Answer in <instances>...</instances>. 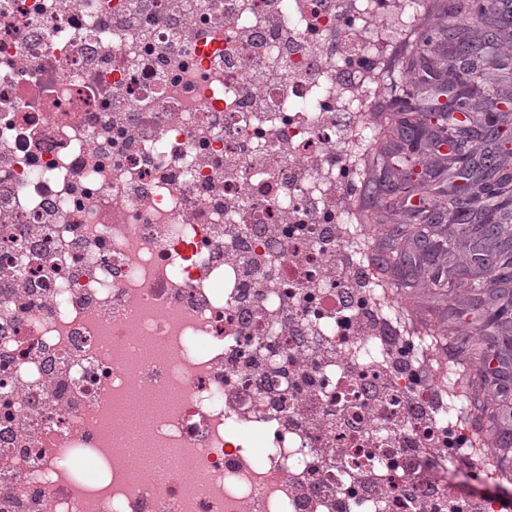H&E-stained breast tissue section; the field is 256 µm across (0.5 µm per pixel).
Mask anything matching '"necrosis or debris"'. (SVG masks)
<instances>
[{
  "label": "necrosis or debris",
  "instance_id": "obj_1",
  "mask_svg": "<svg viewBox=\"0 0 512 512\" xmlns=\"http://www.w3.org/2000/svg\"><path fill=\"white\" fill-rule=\"evenodd\" d=\"M354 2L336 58L321 0H0V512L456 507L447 358L418 342L426 376L396 370L403 337L340 325L376 290L346 307L326 270L352 221L327 189L358 191L372 143L336 76L418 7ZM168 391L160 479L114 407Z\"/></svg>",
  "mask_w": 512,
  "mask_h": 512
}]
</instances>
